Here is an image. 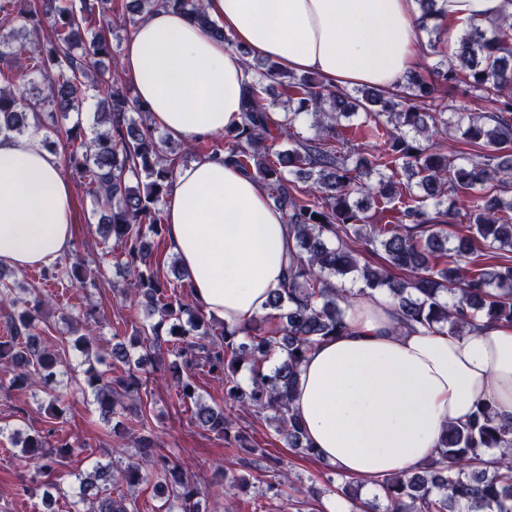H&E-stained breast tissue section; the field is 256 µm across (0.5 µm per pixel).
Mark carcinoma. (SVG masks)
<instances>
[{
	"instance_id": "cac0c4a2",
	"label": "carcinoma",
	"mask_w": 512,
	"mask_h": 512,
	"mask_svg": "<svg viewBox=\"0 0 512 512\" xmlns=\"http://www.w3.org/2000/svg\"><path fill=\"white\" fill-rule=\"evenodd\" d=\"M157 7L183 11L233 45L203 0H80L77 10L63 0H26L17 11L0 13V79L7 83L0 88V133L24 135L30 113L40 114L39 127L53 133L44 145L55 152L63 143L72 171L99 208L103 236L121 247L119 274L134 277L129 308L141 307L149 317L131 342L143 354L134 358L128 344L116 342L103 371L97 365L104 356L92 352L95 338L71 326V345L81 353L75 367L42 342L38 322L49 299L4 284L0 304L8 309L10 336L0 340V362L13 367L9 387H36L54 419L66 412L68 386L89 394L107 422L121 399L136 402L121 423L124 433L134 434L149 428L141 396L148 382L141 364L149 360L152 372L176 374V396L193 405L198 427L241 443L244 435L224 409L203 403L183 377L206 367L224 376V402L257 417L269 414L279 441L316 459L291 395L311 350L348 330L345 306L354 292L334 278L356 274L359 293L387 295L405 324L427 332L470 336L483 321L512 324V18L487 28L457 21L424 27L435 36L433 48L447 34L448 53L431 69L411 72L391 95L373 87L354 96L317 74L297 77L277 63L245 62L255 80L246 89L242 122L224 131V150L210 155H225L262 183L294 246L287 280L269 299L268 312L245 323H223L216 333L202 309L168 292L150 271L147 234L164 231L159 203L175 163L162 155L149 124L130 117L134 112L146 118L148 110L123 92L112 73L120 66L112 51L114 29L131 35L138 18ZM44 18L53 33L46 41L40 38ZM88 31L89 40L83 37ZM19 55L29 73L47 80V89L24 94L9 88ZM90 57L99 65L91 77ZM274 84L284 89L280 103L267 100ZM458 86L465 87L463 98L448 99V88ZM92 91L102 111L94 113L87 137L71 118L82 114ZM471 98L493 110L469 111ZM358 115L359 123H342ZM308 117L310 138L296 130ZM451 127L475 153L450 158L422 143ZM363 141L382 149L361 154ZM372 174L378 176L373 186L363 181ZM461 209L466 226L453 235L448 225ZM363 249L380 262H360ZM59 273L83 285L91 269L77 260L47 271ZM162 342L175 357L170 363L157 353ZM243 368L249 372L245 382L238 378ZM55 432L50 427L43 435L9 434L23 458L34 462L36 477L56 475L60 460L74 452L67 442L51 445ZM511 450L512 422L496 419L492 401H480L466 422L445 428L437 459L377 481L385 512H512ZM135 455L141 462L97 463L90 479H79L75 512H130L123 496L112 495L119 480L128 486L154 483L162 501L158 512H197L202 490L150 438L136 440ZM361 489V479L343 475L332 493L349 499L356 512Z\"/></svg>"
}]
</instances>
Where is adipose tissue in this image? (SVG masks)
<instances>
[{
	"instance_id": "1",
	"label": "adipose tissue",
	"mask_w": 512,
	"mask_h": 512,
	"mask_svg": "<svg viewBox=\"0 0 512 512\" xmlns=\"http://www.w3.org/2000/svg\"><path fill=\"white\" fill-rule=\"evenodd\" d=\"M232 42L212 39L181 11L145 16L124 46L122 72L169 137L202 140L240 124L253 74L236 45L332 85L402 86L421 63L416 0H203ZM439 21L482 24L512 0H438ZM168 241L194 301L235 324L264 314L285 283L293 237L257 179L230 160L179 167L163 206ZM74 193L38 132L0 134V264L48 265L73 237ZM345 335L301 367L292 408L322 461L367 483L426 463L445 426L477 400L512 417V326L471 336L414 332L384 296L351 301Z\"/></svg>"
}]
</instances>
